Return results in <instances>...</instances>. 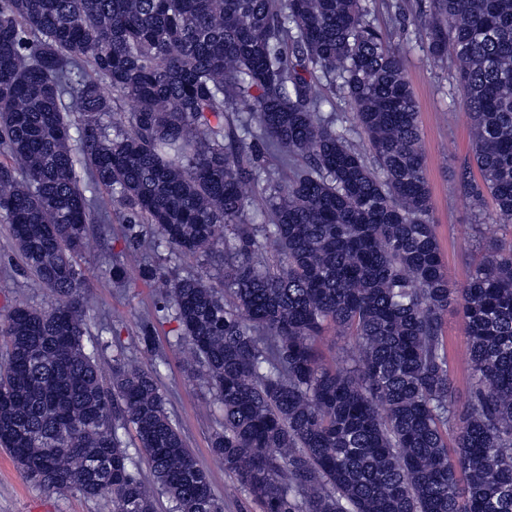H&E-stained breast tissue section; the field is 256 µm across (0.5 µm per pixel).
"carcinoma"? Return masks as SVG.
I'll return each mask as SVG.
<instances>
[{
    "label": "carcinoma",
    "instance_id": "1",
    "mask_svg": "<svg viewBox=\"0 0 512 512\" xmlns=\"http://www.w3.org/2000/svg\"><path fill=\"white\" fill-rule=\"evenodd\" d=\"M370 14L369 0H0V220L25 286L55 296L0 323V449L27 479L112 512L163 495L171 512H224L166 407L164 359L136 366L89 333L78 258L90 225L115 222L117 283L122 258L156 281L162 248L224 267L220 286L168 279L138 343L157 355V323H177L221 406L210 451L261 512H512V242L449 282L416 99ZM415 26L471 118L474 227L512 224V0H420ZM322 78L354 127L323 112ZM126 101L127 123L109 122ZM451 306L468 330L463 407ZM328 325L347 339L334 365L317 347ZM444 333L448 341V357L453 367L454 378L458 387V402L466 403L469 391L468 364L462 358V352L466 348V328L461 315L450 308L444 321Z\"/></svg>",
    "mask_w": 512,
    "mask_h": 512
}]
</instances>
